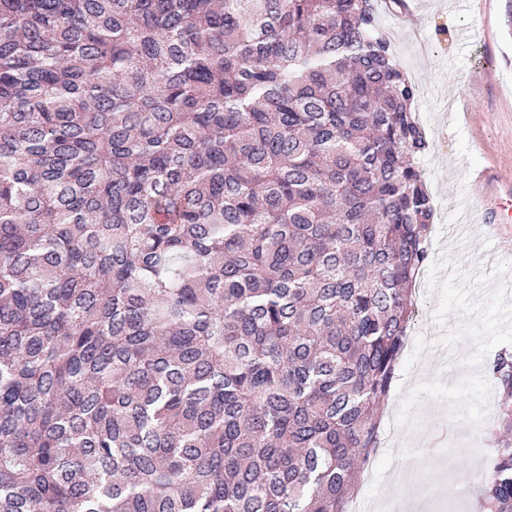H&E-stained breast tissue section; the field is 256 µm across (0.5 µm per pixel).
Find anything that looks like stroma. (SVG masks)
<instances>
[{"instance_id":"1","label":"stroma","mask_w":512,"mask_h":512,"mask_svg":"<svg viewBox=\"0 0 512 512\" xmlns=\"http://www.w3.org/2000/svg\"><path fill=\"white\" fill-rule=\"evenodd\" d=\"M377 26L415 84V109L429 149L419 166L435 218L429 259L416 289L413 336L385 406L393 437L382 442L360 484L383 508L398 498L426 512H460L454 496L472 497L483 460L470 448H488L498 392L486 363L512 348V254H498L484 224L463 236L450 230L464 200L474 198L472 169L496 162L512 169V32L502 0H414L415 16L401 23L396 0H377ZM493 63L491 86L473 70ZM449 432L422 480L431 495L396 485L387 472L394 449L424 448L440 427Z\"/></svg>"}]
</instances>
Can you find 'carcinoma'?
<instances>
[{"label":"carcinoma","instance_id":"obj_1","mask_svg":"<svg viewBox=\"0 0 512 512\" xmlns=\"http://www.w3.org/2000/svg\"><path fill=\"white\" fill-rule=\"evenodd\" d=\"M372 0H0V512H347L429 258ZM472 512H512V351Z\"/></svg>","mask_w":512,"mask_h":512}]
</instances>
